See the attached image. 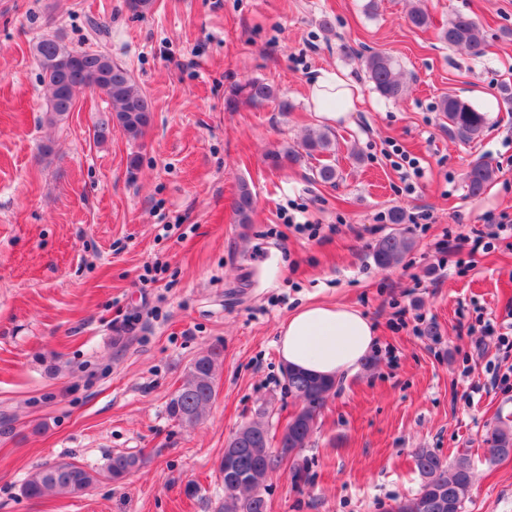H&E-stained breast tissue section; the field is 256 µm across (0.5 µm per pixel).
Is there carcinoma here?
<instances>
[{"label": "carcinoma", "mask_w": 512, "mask_h": 512, "mask_svg": "<svg viewBox=\"0 0 512 512\" xmlns=\"http://www.w3.org/2000/svg\"><path fill=\"white\" fill-rule=\"evenodd\" d=\"M412 27L425 29L430 14L422 0H416L408 14ZM441 39L452 47H463L473 56L483 53L484 41L478 21L466 15L448 20ZM43 81L49 90L46 120L56 124L71 112L76 97L87 89H96L109 101V119L101 123L98 137L105 138L110 126L118 127L132 139L140 138L152 121L151 101L132 80L128 70L112 58L96 51H72L56 38H42L32 46ZM365 69L374 89L387 99H398L403 83L396 64L389 56L371 54L365 57ZM276 103L279 111L292 109L291 102L279 95L276 88L258 79L234 85L226 98V107L236 110L242 105L261 106ZM440 112L448 120V129L463 141L480 136L487 124V115L475 106L450 93L444 96ZM335 150L334 140L325 131L307 133L297 150L285 146L268 153L269 163L276 167L294 165L304 157L329 155ZM494 176V169L483 161L475 162L466 175L469 192L480 195ZM256 207L254 195L245 183L241 184L233 209L240 224L252 223ZM414 248V240L404 231H393L380 238L374 246L373 258L380 267L399 264ZM221 353L207 350L188 367L182 384L167 404L171 418L180 423L199 421L215 393V377ZM288 391L302 401L299 413L288 421L279 439V450L271 448L265 425L254 420L241 426L224 448V501L219 512H267L265 498L268 481L274 473L288 466L292 456L307 446L317 425L318 411L336 381L315 376L300 369L287 367L284 371ZM489 445L485 461L493 465L512 455V425L501 423L493 427L486 439ZM467 454H459L448 462L428 448L414 453L415 467L421 477L417 494L398 502V512H464L469 498L473 469ZM141 460L134 454L116 453L107 467L114 481L123 479ZM98 481V474L76 463L59 462L33 470L22 486V493L31 499L48 492L81 496Z\"/></svg>", "instance_id": "carcinoma-1"}]
</instances>
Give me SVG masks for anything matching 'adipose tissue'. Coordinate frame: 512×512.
Instances as JSON below:
<instances>
[{
  "label": "adipose tissue",
  "instance_id": "1",
  "mask_svg": "<svg viewBox=\"0 0 512 512\" xmlns=\"http://www.w3.org/2000/svg\"><path fill=\"white\" fill-rule=\"evenodd\" d=\"M359 102L357 89L336 70H317L308 82L307 105L325 124L350 122ZM375 340L373 323L358 309L309 303L281 324L277 350L287 366L335 378L355 371Z\"/></svg>",
  "mask_w": 512,
  "mask_h": 512
}]
</instances>
